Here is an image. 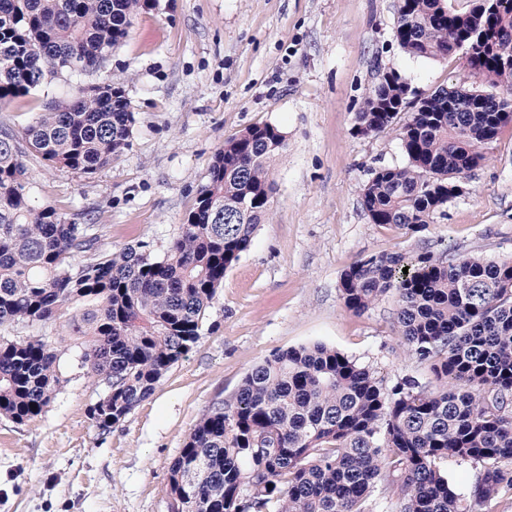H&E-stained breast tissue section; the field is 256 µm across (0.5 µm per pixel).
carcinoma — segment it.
I'll return each instance as SVG.
<instances>
[{
	"label": "carcinoma",
	"mask_w": 512,
	"mask_h": 512,
	"mask_svg": "<svg viewBox=\"0 0 512 512\" xmlns=\"http://www.w3.org/2000/svg\"><path fill=\"white\" fill-rule=\"evenodd\" d=\"M140 7L0 0V103L94 70ZM394 35L413 57L467 58L459 85L412 101L400 76L382 78L356 114L362 135L398 128L406 156L371 171L363 209L375 224L416 231L445 216L459 179L512 123V0H400ZM133 121L112 83L50 97L22 130L0 133V416L14 422L52 401L57 344L69 338L105 385L90 416L111 431L198 342L224 274L269 216L270 166L286 146L273 124L216 150L161 258L144 242L106 252L95 225L33 205L29 156L92 175L129 149ZM392 291L397 333L436 385H389L325 344L278 351L194 426L168 469L173 512H379V487L393 512H487L512 494V259L391 251L340 277L358 314ZM54 324L62 333L47 331ZM19 326L30 333L11 335ZM450 459L480 467L465 493L444 469Z\"/></svg>",
	"instance_id": "1"
}]
</instances>
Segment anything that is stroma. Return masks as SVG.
<instances>
[{
    "label": "stroma",
    "instance_id": "obj_1",
    "mask_svg": "<svg viewBox=\"0 0 512 512\" xmlns=\"http://www.w3.org/2000/svg\"><path fill=\"white\" fill-rule=\"evenodd\" d=\"M400 0H146L125 40L94 72L0 106L19 130L43 95L120 81L134 116L131 147L92 175L27 163L34 205L100 225L102 248L145 241L163 256L193 208L213 154L270 123L287 147L271 164L270 216L224 275L202 336L153 394L105 432L90 416L102 397L79 345L59 349L49 406L23 423L0 417V512H168L171 462L199 419L231 399L273 353L322 342L392 383H431L397 336L394 296L363 314L345 308L342 272L389 251L512 258V124L460 180L445 218L419 231L372 223L360 189L373 169L401 165L396 131L362 136L355 117L383 73L418 94L451 87L465 66L409 56L398 45Z\"/></svg>",
    "mask_w": 512,
    "mask_h": 512
}]
</instances>
